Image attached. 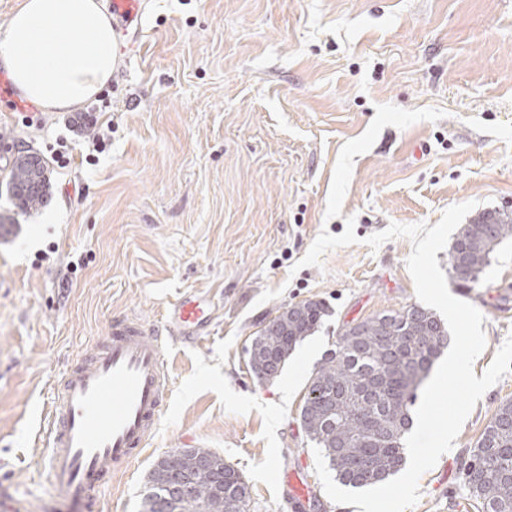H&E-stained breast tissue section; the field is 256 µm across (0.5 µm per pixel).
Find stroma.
Listing matches in <instances>:
<instances>
[{"instance_id":"35a3bbf8","label":"stroma","mask_w":512,"mask_h":512,"mask_svg":"<svg viewBox=\"0 0 512 512\" xmlns=\"http://www.w3.org/2000/svg\"><path fill=\"white\" fill-rule=\"evenodd\" d=\"M103 133L94 150V133ZM43 157L45 205L20 211L13 159ZM512 215V0H146L141 36L79 111H13L0 97V487L40 512L43 417L55 383L114 319L161 325L199 291L207 339H168L169 403L149 450L113 475L97 512H139L165 453L209 448L250 488L246 512H362L333 502L299 419L307 383L346 326L418 304L389 223L448 207ZM357 244L298 268L321 232ZM482 375L512 336V238L475 288ZM320 301L318 327L273 382L247 350L285 307ZM512 372L419 479L409 512H478L463 471ZM312 489L296 509L279 469Z\"/></svg>"}]
</instances>
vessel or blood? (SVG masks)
<instances>
[{"instance_id": "obj_1", "label": "vessel or blood", "mask_w": 512, "mask_h": 512, "mask_svg": "<svg viewBox=\"0 0 512 512\" xmlns=\"http://www.w3.org/2000/svg\"><path fill=\"white\" fill-rule=\"evenodd\" d=\"M143 7V0H110L113 26L128 30ZM213 313L208 298L190 294L168 309L163 327L117 320L102 345L66 370L48 415L43 469L50 491L42 512H90L112 476L145 453L169 392L163 336L200 339ZM280 475L290 502L308 495L295 471Z\"/></svg>"}]
</instances>
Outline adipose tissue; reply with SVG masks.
<instances>
[{
	"label": "adipose tissue",
	"mask_w": 512,
	"mask_h": 512,
	"mask_svg": "<svg viewBox=\"0 0 512 512\" xmlns=\"http://www.w3.org/2000/svg\"><path fill=\"white\" fill-rule=\"evenodd\" d=\"M87 33V47L74 46ZM117 65L116 39L103 0H22L0 35V67L17 93L54 112L93 98Z\"/></svg>",
	"instance_id": "obj_1"
}]
</instances>
